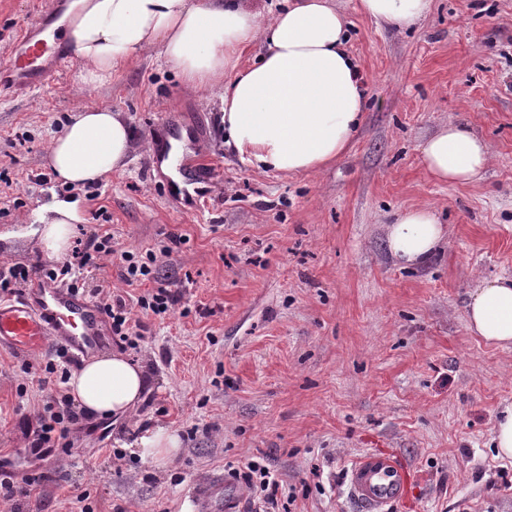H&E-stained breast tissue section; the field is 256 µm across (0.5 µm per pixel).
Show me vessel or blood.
<instances>
[{"instance_id":"obj_1","label":"vessel or blood","mask_w":512,"mask_h":512,"mask_svg":"<svg viewBox=\"0 0 512 512\" xmlns=\"http://www.w3.org/2000/svg\"><path fill=\"white\" fill-rule=\"evenodd\" d=\"M67 58L64 41L50 37L45 24L38 21L12 48L10 74L27 85H45ZM180 168L185 185L198 193L220 178L219 171L202 162L197 152L183 155ZM111 343L108 319L95 301L40 276H33L31 288L20 298L0 300V349L16 357L61 349L79 359L97 354ZM346 480L362 512H390L412 493L413 477L406 461L389 450L368 451L357 457Z\"/></svg>"}]
</instances>
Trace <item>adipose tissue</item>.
I'll return each mask as SVG.
<instances>
[{
  "label": "adipose tissue",
  "mask_w": 512,
  "mask_h": 512,
  "mask_svg": "<svg viewBox=\"0 0 512 512\" xmlns=\"http://www.w3.org/2000/svg\"><path fill=\"white\" fill-rule=\"evenodd\" d=\"M432 0H360L376 23L400 28L429 14ZM87 84L107 80L119 63L161 45L185 86H222L221 120L240 160L260 171H319L342 157L362 122L366 83L348 49L347 21L336 0H283L267 14L254 0H75L70 17ZM264 51L240 68L244 50ZM131 132L107 108L74 112L47 149L53 172L82 186L120 168ZM437 182L469 184L492 162L487 142L448 121L421 149ZM38 247L49 258L68 254L73 227L84 220L80 200L57 199L36 211ZM447 235L437 208H407L386 228L390 254L406 267L427 264ZM469 331L485 343L512 346V278L481 280L466 303ZM73 398L90 417H134L149 386L142 364L121 353L89 359L71 376ZM134 444L155 464L171 462L180 439L156 425Z\"/></svg>",
  "instance_id": "ef3b65f1"
}]
</instances>
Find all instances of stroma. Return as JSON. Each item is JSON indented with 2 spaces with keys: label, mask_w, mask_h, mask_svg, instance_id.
Returning a JSON list of instances; mask_svg holds the SVG:
<instances>
[{
  "label": "stroma",
  "mask_w": 512,
  "mask_h": 512,
  "mask_svg": "<svg viewBox=\"0 0 512 512\" xmlns=\"http://www.w3.org/2000/svg\"><path fill=\"white\" fill-rule=\"evenodd\" d=\"M74 0H0V67L27 25H60ZM350 49L367 82L360 131L318 173H260L224 143L220 87L195 91L159 48L90 86L71 57L45 87L0 94V270L46 257L32 212L70 190L46 148L82 106L129 125L124 165L84 197V221L112 229L100 261L111 293L142 326L126 349L150 375L135 424L94 431L79 418L75 453L31 462L45 395L20 359L0 350V456L40 475L21 512H224L229 467L256 460L279 482L291 512H361L346 470L368 450L409 464L415 486L391 512H512V463L493 448L496 419L512 405V348L473 336L464 308L477 280L512 277V0H433L406 30L375 23L360 0H339ZM469 125L493 163L466 185L435 182L422 143L442 124ZM201 146L222 171L209 199L178 205L150 146ZM438 208L448 236L429 264L391 257L386 227L399 211ZM153 280L129 287L118 251L159 253ZM177 292L170 315L136 300ZM162 423L181 448L164 466L141 458L134 430Z\"/></svg>",
  "instance_id": "obj_1"
}]
</instances>
